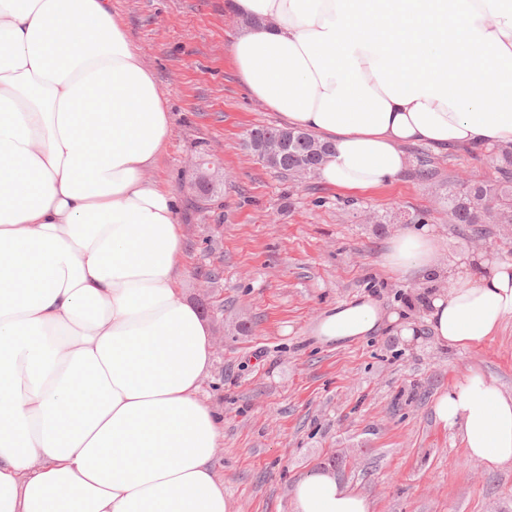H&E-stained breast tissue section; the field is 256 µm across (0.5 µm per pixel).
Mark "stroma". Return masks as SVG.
I'll list each match as a JSON object with an SVG mask.
<instances>
[{"mask_svg": "<svg viewBox=\"0 0 512 512\" xmlns=\"http://www.w3.org/2000/svg\"><path fill=\"white\" fill-rule=\"evenodd\" d=\"M231 3L112 0L172 116L146 176L177 198L181 286L211 329L206 389L224 418L215 469L232 512H292L295 482L321 466L372 512H512V465L485 471L432 410L470 368L512 396V319L478 345L438 344L420 305L436 282L396 277L383 264L396 230L418 225L441 240L442 263L465 248L512 261V228L449 223L442 200L449 180L497 179L495 164L471 148L410 144L397 180L365 191L265 167L244 134L285 121L237 77ZM205 154L220 161L226 189L201 210L191 184ZM364 295L411 321L419 342L385 330L329 343L316 336L325 311Z\"/></svg>", "mask_w": 512, "mask_h": 512, "instance_id": "35a3bbf8", "label": "stroma"}]
</instances>
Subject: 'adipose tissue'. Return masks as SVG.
Wrapping results in <instances>:
<instances>
[{
    "label": "adipose tissue",
    "mask_w": 512,
    "mask_h": 512,
    "mask_svg": "<svg viewBox=\"0 0 512 512\" xmlns=\"http://www.w3.org/2000/svg\"><path fill=\"white\" fill-rule=\"evenodd\" d=\"M230 54L251 97L331 146L318 171L354 191L394 182L403 147L512 144V0H234ZM171 134L153 73L112 0H0V512H231L214 468L223 420L202 386L211 331L179 286L172 191L146 178ZM402 228L384 264L447 280L423 299L435 341L512 319V262H440ZM397 325L362 298L326 341ZM433 412L469 459L512 465V396L468 370ZM294 512H371L320 467Z\"/></svg>",
    "instance_id": "adipose-tissue-1"
}]
</instances>
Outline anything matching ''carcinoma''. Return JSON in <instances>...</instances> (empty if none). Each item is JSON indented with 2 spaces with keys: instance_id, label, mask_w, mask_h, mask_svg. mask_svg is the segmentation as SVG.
I'll use <instances>...</instances> for the list:
<instances>
[{
  "instance_id": "1",
  "label": "carcinoma",
  "mask_w": 512,
  "mask_h": 512,
  "mask_svg": "<svg viewBox=\"0 0 512 512\" xmlns=\"http://www.w3.org/2000/svg\"><path fill=\"white\" fill-rule=\"evenodd\" d=\"M288 138V161L270 160L258 144L270 138ZM244 146L271 169L288 176H296L297 162L308 166L309 175L318 169L330 152L329 145L313 134L290 128L255 126L246 132ZM317 152L310 153L311 149ZM498 171L494 182L468 181L455 187L448 183V220L452 224H512V152L500 150Z\"/></svg>"
}]
</instances>
